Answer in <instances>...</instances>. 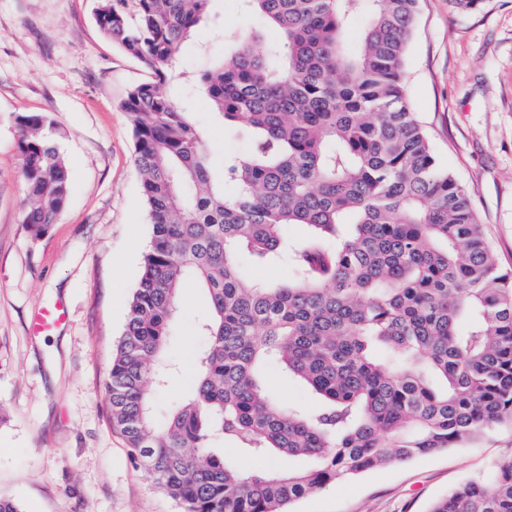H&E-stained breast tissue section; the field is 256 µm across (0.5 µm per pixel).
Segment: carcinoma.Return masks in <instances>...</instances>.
<instances>
[{
  "instance_id": "1",
  "label": "carcinoma",
  "mask_w": 512,
  "mask_h": 512,
  "mask_svg": "<svg viewBox=\"0 0 512 512\" xmlns=\"http://www.w3.org/2000/svg\"><path fill=\"white\" fill-rule=\"evenodd\" d=\"M102 0V33L151 75L122 103L151 236L105 394L131 458L180 512H287L362 472L512 425V273L494 260L456 177L413 112L404 60L419 0H251L274 36L232 32L185 70L212 0ZM361 26L358 45L347 33ZM247 142L216 167L188 94ZM24 223L44 234L68 203V167L43 114L17 117ZM303 224L299 244L286 228ZM283 264L285 283L243 262ZM208 297L194 388L158 419L164 349L187 283ZM281 367L320 399L281 403ZM300 460L243 472L217 444ZM430 512H512V457Z\"/></svg>"
}]
</instances>
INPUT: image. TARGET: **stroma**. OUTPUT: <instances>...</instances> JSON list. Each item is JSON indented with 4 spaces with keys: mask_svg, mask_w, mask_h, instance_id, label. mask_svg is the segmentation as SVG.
I'll return each instance as SVG.
<instances>
[{
    "mask_svg": "<svg viewBox=\"0 0 512 512\" xmlns=\"http://www.w3.org/2000/svg\"><path fill=\"white\" fill-rule=\"evenodd\" d=\"M98 0H0V496L23 512H179L113 429L104 383L151 235L120 108L147 79L94 19ZM212 20L183 50L191 69L222 56L228 30L258 28L249 0H213ZM408 94L440 164L468 189L497 265L512 271V0L474 12L420 0L406 60ZM216 159L247 145L224 136L192 96ZM46 115L69 170L66 208L48 233L23 222L16 118ZM65 303L57 329L35 311ZM200 288L179 293L168 339L176 371L156 392L165 414L191 390L207 340ZM512 457V426L475 443L368 471L306 496L291 512H429L466 479Z\"/></svg>",
    "mask_w": 512,
    "mask_h": 512,
    "instance_id": "obj_1",
    "label": "stroma"
}]
</instances>
